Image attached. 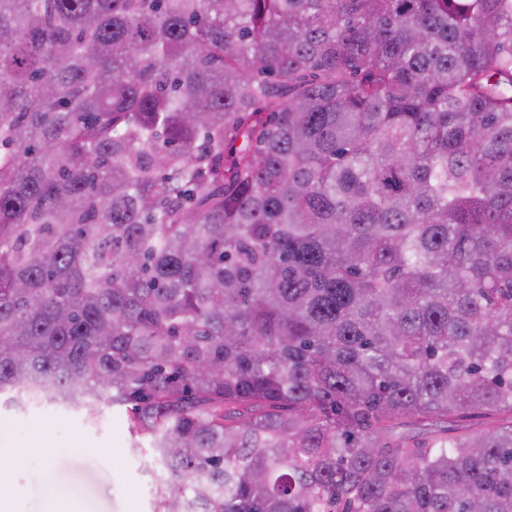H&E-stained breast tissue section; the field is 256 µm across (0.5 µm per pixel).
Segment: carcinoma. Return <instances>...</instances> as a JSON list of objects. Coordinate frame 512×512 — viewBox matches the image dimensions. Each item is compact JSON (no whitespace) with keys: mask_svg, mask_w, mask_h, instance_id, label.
<instances>
[{"mask_svg":"<svg viewBox=\"0 0 512 512\" xmlns=\"http://www.w3.org/2000/svg\"><path fill=\"white\" fill-rule=\"evenodd\" d=\"M43 395L129 412L157 512H512V0H0Z\"/></svg>","mask_w":512,"mask_h":512,"instance_id":"carcinoma-1","label":"carcinoma"}]
</instances>
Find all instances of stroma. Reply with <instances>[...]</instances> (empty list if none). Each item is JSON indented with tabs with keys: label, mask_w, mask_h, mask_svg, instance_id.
<instances>
[{
	"label": "stroma",
	"mask_w": 512,
	"mask_h": 512,
	"mask_svg": "<svg viewBox=\"0 0 512 512\" xmlns=\"http://www.w3.org/2000/svg\"><path fill=\"white\" fill-rule=\"evenodd\" d=\"M1 428L10 448L0 453V499L9 512H155L158 479L149 452L131 449L125 411L104 409L91 424L78 411L46 403L0 407Z\"/></svg>",
	"instance_id": "35a3bbf8"
}]
</instances>
